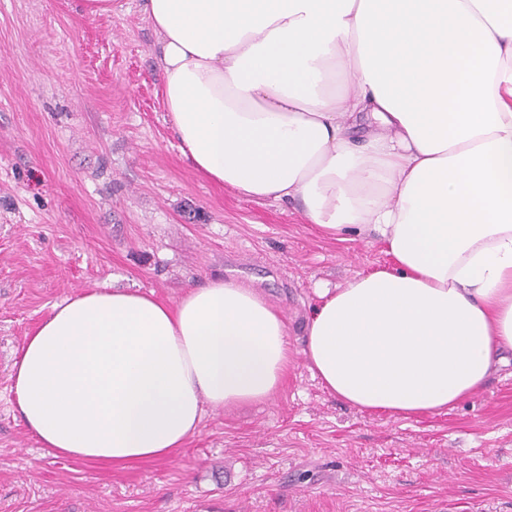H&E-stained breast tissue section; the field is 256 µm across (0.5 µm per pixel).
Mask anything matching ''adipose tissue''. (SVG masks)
Returning <instances> with one entry per match:
<instances>
[{"instance_id":"1","label":"adipose tissue","mask_w":512,"mask_h":512,"mask_svg":"<svg viewBox=\"0 0 512 512\" xmlns=\"http://www.w3.org/2000/svg\"><path fill=\"white\" fill-rule=\"evenodd\" d=\"M182 155L249 200L295 202L393 260L323 288L303 353L336 398L407 418L512 363V0H143ZM288 325L215 279L169 305L54 304L13 363L47 456H173L206 408L269 399Z\"/></svg>"}]
</instances>
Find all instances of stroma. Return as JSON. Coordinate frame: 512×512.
Instances as JSON below:
<instances>
[{"label": "stroma", "mask_w": 512, "mask_h": 512, "mask_svg": "<svg viewBox=\"0 0 512 512\" xmlns=\"http://www.w3.org/2000/svg\"><path fill=\"white\" fill-rule=\"evenodd\" d=\"M0 0V512H512V364L446 411L367 413L303 355L317 288L389 266L295 204L254 201L184 159L141 0ZM221 277L288 322V377L207 410L172 458L46 456L13 392L15 353L55 303L109 285L167 303Z\"/></svg>", "instance_id": "obj_1"}]
</instances>
